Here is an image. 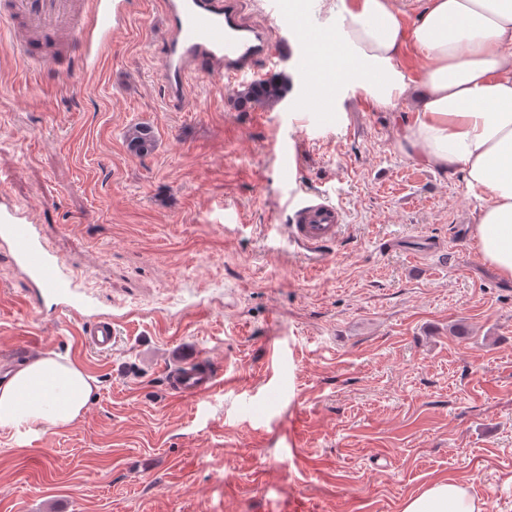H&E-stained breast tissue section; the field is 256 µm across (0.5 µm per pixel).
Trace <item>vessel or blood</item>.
<instances>
[{
	"label": "vessel or blood",
	"mask_w": 512,
	"mask_h": 512,
	"mask_svg": "<svg viewBox=\"0 0 512 512\" xmlns=\"http://www.w3.org/2000/svg\"><path fill=\"white\" fill-rule=\"evenodd\" d=\"M156 10L164 31L153 53L171 106L186 105L193 85L213 76L233 91L253 84L281 53L268 28L243 21L240 0H156ZM128 12L129 0H0V38L23 60L53 69L60 60L37 53L34 42L72 48L89 74ZM289 205L291 221L279 225V232L301 253L322 261L343 238L341 208L325 194L294 196ZM0 240L10 244L12 261L24 268L36 306L51 299L62 312L82 313L66 261L43 245L35 225L0 211ZM116 340L111 317L97 315L87 322L81 343L107 355ZM165 381L175 393L204 399L217 389L220 373L211 360L197 356L167 368Z\"/></svg>",
	"instance_id": "1"
}]
</instances>
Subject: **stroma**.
<instances>
[{"mask_svg": "<svg viewBox=\"0 0 512 512\" xmlns=\"http://www.w3.org/2000/svg\"><path fill=\"white\" fill-rule=\"evenodd\" d=\"M163 28L133 0L99 70L45 71L0 45V210L63 257L119 339L35 307L0 244V357L25 350L95 380L75 422L0 429V512H402L441 479L512 512V280L455 245L480 202L461 175L405 156L395 116L343 87L311 110L294 56L272 107L213 79L164 98ZM156 147L130 152L129 126ZM327 194L344 241L317 266L277 233L288 193ZM288 356V390L268 400ZM222 371L203 400L169 363ZM126 142L129 150L136 155L148 154L156 146L154 129L146 124L131 126L126 131ZM116 330L112 326V318L102 315L93 316L81 336L82 345L98 354L107 355L112 352V345L117 340ZM219 379L218 368L205 356H196L165 371L168 389L197 399L209 397L219 386Z\"/></svg>", "mask_w": 512, "mask_h": 512, "instance_id": "35a3bbf8", "label": "stroma"}]
</instances>
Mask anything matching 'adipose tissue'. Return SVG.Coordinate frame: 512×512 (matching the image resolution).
<instances>
[{"instance_id": "ef3b65f1", "label": "adipose tissue", "mask_w": 512, "mask_h": 512, "mask_svg": "<svg viewBox=\"0 0 512 512\" xmlns=\"http://www.w3.org/2000/svg\"><path fill=\"white\" fill-rule=\"evenodd\" d=\"M339 11L320 31L310 105L330 108L351 86L397 115L396 147L444 172L461 173L481 200L473 236L481 259L512 279V0H425L404 23L397 0H318ZM428 65L418 79L401 69L408 52ZM92 377L79 365L40 357L0 382V429L28 433L83 415ZM402 512H480L465 486L444 479L411 497Z\"/></svg>"}]
</instances>
